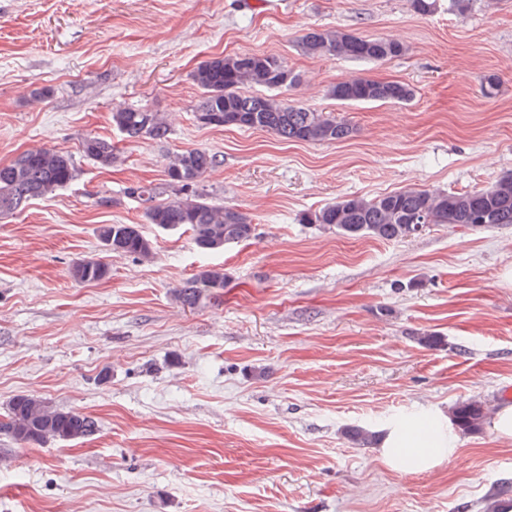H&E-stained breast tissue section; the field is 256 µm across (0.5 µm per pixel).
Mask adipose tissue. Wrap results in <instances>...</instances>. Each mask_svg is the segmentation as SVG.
<instances>
[{"instance_id": "obj_1", "label": "adipose tissue", "mask_w": 512, "mask_h": 512, "mask_svg": "<svg viewBox=\"0 0 512 512\" xmlns=\"http://www.w3.org/2000/svg\"><path fill=\"white\" fill-rule=\"evenodd\" d=\"M458 435L449 419L434 412L402 416L389 424L378 442V457L401 472H428L451 460Z\"/></svg>"}]
</instances>
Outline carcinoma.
I'll list each match as a JSON object with an SVG mask.
<instances>
[{"label": "carcinoma", "mask_w": 512, "mask_h": 512, "mask_svg": "<svg viewBox=\"0 0 512 512\" xmlns=\"http://www.w3.org/2000/svg\"><path fill=\"white\" fill-rule=\"evenodd\" d=\"M301 49L313 57L342 55L361 61L382 62L404 55L406 47L382 37L358 35L334 29H313L300 39ZM288 64L270 54L243 53L218 56L201 62L192 79L202 90L195 118L209 127L261 129L285 141L309 144L330 143L349 138L353 128L330 112H318L303 105L283 103L272 96L246 94L242 88L256 85L267 89L283 87ZM328 96L344 103L404 102L413 89L404 83L355 77L328 89ZM112 124L126 140L148 138L163 142L170 128L160 112L127 107L112 112ZM86 157L102 167L112 165V141L87 136L82 141ZM216 158L206 149L190 148L170 157L166 168L172 194L151 185L128 188L127 195L144 204L146 223L173 231L190 232L196 248L216 252L255 237V225L242 209L220 205L198 191ZM76 177L73 157L54 149L28 150L6 166H0V216L23 210L30 201L67 187ZM300 223L349 239L371 237L383 241L404 240L419 235L431 224H462L485 229L512 224V175L489 187L463 193L408 188L368 198L345 196L319 210L301 215ZM106 252L149 259L153 241L138 224H103L98 230ZM74 281L90 284L110 277L111 266L102 257H84L72 263ZM223 267L204 266L175 289L177 300L197 305L210 292L224 289ZM488 406L473 397L451 409L453 424L465 433L481 429ZM96 420L79 410L63 409L33 394H19L0 414V435L29 446L56 441H78L95 435ZM349 441L359 447L376 444L374 431L360 426L344 429Z\"/></svg>", "instance_id": "1"}]
</instances>
